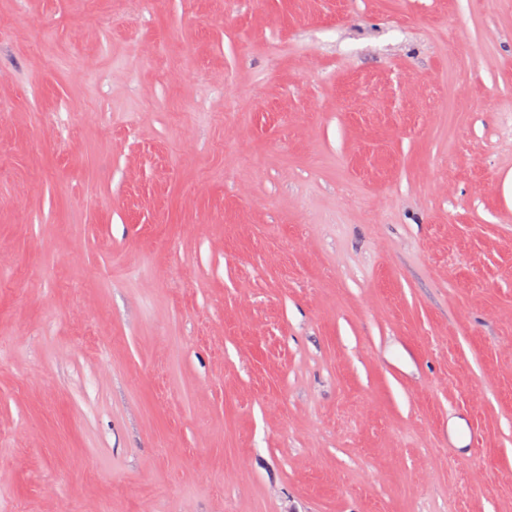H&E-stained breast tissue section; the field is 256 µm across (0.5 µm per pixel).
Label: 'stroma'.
<instances>
[{"label": "stroma", "mask_w": 512, "mask_h": 512, "mask_svg": "<svg viewBox=\"0 0 512 512\" xmlns=\"http://www.w3.org/2000/svg\"><path fill=\"white\" fill-rule=\"evenodd\" d=\"M0 512H512V0H0Z\"/></svg>", "instance_id": "stroma-1"}]
</instances>
